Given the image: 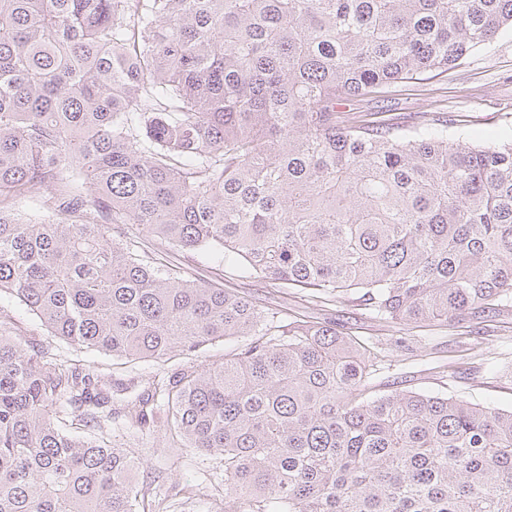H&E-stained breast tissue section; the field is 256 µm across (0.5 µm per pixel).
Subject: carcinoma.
<instances>
[{"instance_id": "cac0c4a2", "label": "carcinoma", "mask_w": 512, "mask_h": 512, "mask_svg": "<svg viewBox=\"0 0 512 512\" xmlns=\"http://www.w3.org/2000/svg\"><path fill=\"white\" fill-rule=\"evenodd\" d=\"M507 30L512 0H0V292L117 358L249 337L139 398L223 457L234 512H512V409L374 395L370 346L176 280L116 230L357 291L381 322H484L512 304V139L339 105ZM42 187L45 218L13 213ZM111 388L0 316V512H146L141 462L65 423H101Z\"/></svg>"}]
</instances>
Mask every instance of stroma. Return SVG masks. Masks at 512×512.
Returning <instances> with one entry per match:
<instances>
[{
  "instance_id": "obj_1",
  "label": "stroma",
  "mask_w": 512,
  "mask_h": 512,
  "mask_svg": "<svg viewBox=\"0 0 512 512\" xmlns=\"http://www.w3.org/2000/svg\"><path fill=\"white\" fill-rule=\"evenodd\" d=\"M387 107L399 118L417 112L465 116V125L448 131L454 141L478 144L512 137V32L448 73L398 88ZM124 233L125 241L148 252L171 276L192 274L247 294L262 306L286 313L289 320L331 321L338 330L360 337L375 353L371 383L377 392L410 389L512 409V307L495 311L487 322H465L455 328L382 323L374 319L358 292L325 294L313 300L297 288L241 277L212 253L188 255L164 242L145 239L135 225H125ZM0 312L11 318L17 336L37 343L55 363L77 362L116 383L112 420L98 434L107 444L129 449L140 458L135 480L152 512H211L212 489L224 481L223 461L174 447L159 424L136 423V396L150 388L153 380L182 365L219 363L225 353L246 344V337L214 342L191 356L175 352L167 359L124 363L77 349L54 336L11 294L0 295Z\"/></svg>"
}]
</instances>
